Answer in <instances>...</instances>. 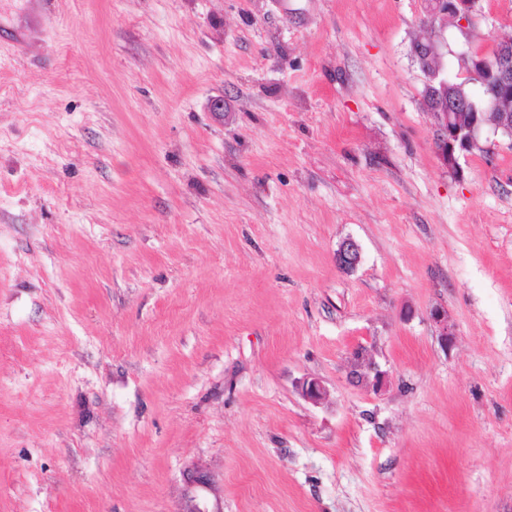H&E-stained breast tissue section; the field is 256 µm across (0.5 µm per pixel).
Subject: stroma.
Instances as JSON below:
<instances>
[{"mask_svg":"<svg viewBox=\"0 0 512 512\" xmlns=\"http://www.w3.org/2000/svg\"><path fill=\"white\" fill-rule=\"evenodd\" d=\"M47 2L0 38V512H512V138L441 164L426 0ZM361 262L359 245L352 239L343 240L335 253V263L345 273L354 272Z\"/></svg>","mask_w":512,"mask_h":512,"instance_id":"obj_1","label":"stroma"}]
</instances>
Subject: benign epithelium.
Segmentation results:
<instances>
[{
  "instance_id": "7a95c632",
  "label": "benign epithelium",
  "mask_w": 512,
  "mask_h": 512,
  "mask_svg": "<svg viewBox=\"0 0 512 512\" xmlns=\"http://www.w3.org/2000/svg\"><path fill=\"white\" fill-rule=\"evenodd\" d=\"M482 11L481 0H428V23L436 21L460 22L473 20ZM413 54L427 76L425 92L426 110L435 119V151L443 166L455 169L460 157L480 147L479 133L484 127L494 131L512 132V40H496L489 55L473 53L465 58L467 68L475 74L484 93L481 105H476L462 92L463 85L448 76L443 62L440 39L429 37L413 45ZM361 262L359 245L352 239L343 240L335 253L336 267L354 272ZM360 366L367 369L362 379L380 388L385 383V373L376 364L359 355ZM297 389L307 401L318 404L327 392L317 378H304Z\"/></svg>"
}]
</instances>
